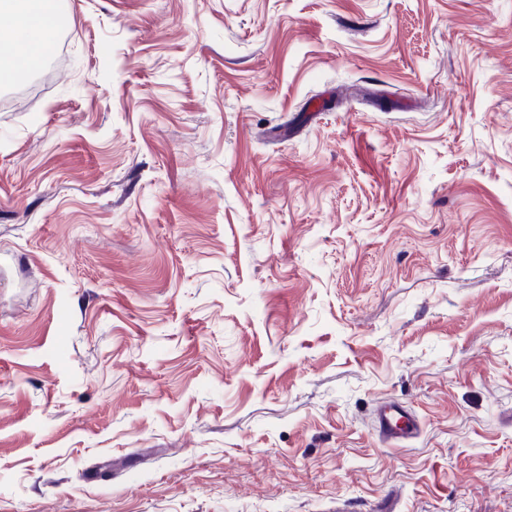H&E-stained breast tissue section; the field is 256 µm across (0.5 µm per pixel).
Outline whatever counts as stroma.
I'll return each instance as SVG.
<instances>
[{"instance_id": "obj_1", "label": "stroma", "mask_w": 512, "mask_h": 512, "mask_svg": "<svg viewBox=\"0 0 512 512\" xmlns=\"http://www.w3.org/2000/svg\"><path fill=\"white\" fill-rule=\"evenodd\" d=\"M59 12L0 85V512H512V0ZM373 429L384 441L399 442L413 438L418 431V424L403 405L386 402L375 409Z\"/></svg>"}]
</instances>
